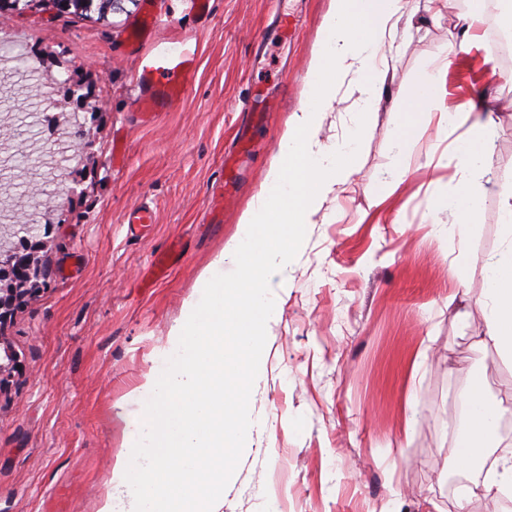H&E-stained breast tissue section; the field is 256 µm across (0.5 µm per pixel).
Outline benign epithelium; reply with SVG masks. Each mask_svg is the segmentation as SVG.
<instances>
[{
  "instance_id": "benign-epithelium-1",
  "label": "benign epithelium",
  "mask_w": 512,
  "mask_h": 512,
  "mask_svg": "<svg viewBox=\"0 0 512 512\" xmlns=\"http://www.w3.org/2000/svg\"><path fill=\"white\" fill-rule=\"evenodd\" d=\"M36 224H3L0 226V280L8 278V284H0V327L11 319L14 310L34 298L40 291V281L46 270L34 252L41 248L36 239ZM0 389L20 361L14 351L4 345L0 336Z\"/></svg>"
}]
</instances>
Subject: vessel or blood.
Listing matches in <instances>:
<instances>
[{
	"instance_id": "1",
	"label": "vessel or blood",
	"mask_w": 512,
	"mask_h": 512,
	"mask_svg": "<svg viewBox=\"0 0 512 512\" xmlns=\"http://www.w3.org/2000/svg\"><path fill=\"white\" fill-rule=\"evenodd\" d=\"M196 71V51L186 39L179 47H164L144 58L136 79L154 89L144 101L146 118H154L158 108L184 99L195 82Z\"/></svg>"
}]
</instances>
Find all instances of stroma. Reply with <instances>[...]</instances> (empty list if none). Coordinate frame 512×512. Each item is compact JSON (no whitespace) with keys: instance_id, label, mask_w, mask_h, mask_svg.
<instances>
[{"instance_id":"35a3bbf8","label":"stroma","mask_w":512,"mask_h":512,"mask_svg":"<svg viewBox=\"0 0 512 512\" xmlns=\"http://www.w3.org/2000/svg\"><path fill=\"white\" fill-rule=\"evenodd\" d=\"M330 0H123L106 11H58L18 0L0 13V44L22 41L25 62L0 72V140L25 148L41 177L15 169L0 199L39 225L51 269L35 299L0 330L21 369L0 391V512H96L126 458L127 418L198 278L235 233L264 181L288 119L305 104L310 61ZM411 28L394 52L382 106L356 172L329 219L303 227L279 277L280 317L260 338L247 391V447L224 478L222 512H500L486 474L456 475L448 419L457 388L477 385L512 416V366L479 334L483 271L505 254L500 197L512 187V108L498 110L481 212L466 231L427 219L457 183L429 164L448 145L439 114L404 152L393 146L405 94L422 70L447 66L450 99L482 86L512 100V80L487 44L462 47L460 11L435 15L413 0ZM177 34L198 49L188 95L140 117L135 79L153 46ZM267 114L251 125L246 106ZM247 131L238 195L223 198L224 156ZM404 182L384 199L370 187L391 168ZM70 189L56 201L58 182ZM150 205L156 222L131 236L127 216ZM178 247L166 274L154 258ZM459 268L461 277L451 275Z\"/></svg>"}]
</instances>
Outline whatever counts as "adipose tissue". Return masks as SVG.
<instances>
[{"mask_svg": "<svg viewBox=\"0 0 512 512\" xmlns=\"http://www.w3.org/2000/svg\"><path fill=\"white\" fill-rule=\"evenodd\" d=\"M408 0H331L321 23L322 42L311 61L307 103L292 116L260 191L253 196L238 229L213 262L215 275L203 278L198 295L187 300L169 332L159 365L138 389L140 409L128 421L129 455L113 470L115 492L97 512H159L161 499H173L171 512H207L224 498V473L249 431L230 426L241 416L255 369L263 329L278 315L272 289L275 270L302 242V227L325 220L328 197L347 184L355 170L363 133L374 121L389 75L387 54L400 26L411 23ZM444 68L427 70L410 88L395 134L408 146L431 112L447 111L449 125L467 136L441 167L468 172L469 181L438 204L450 224L476 223L481 199L474 178L491 161L489 126L472 117V102L444 105ZM353 100L357 122L345 139H321L323 121L338 104ZM481 302L484 338L502 360L512 362V255L489 264ZM247 310V324L238 321ZM468 422L458 434V468L469 469L499 441L496 407L480 388L464 395ZM130 487L129 496L117 489Z\"/></svg>", "mask_w": 512, "mask_h": 512, "instance_id": "1", "label": "adipose tissue"}]
</instances>
